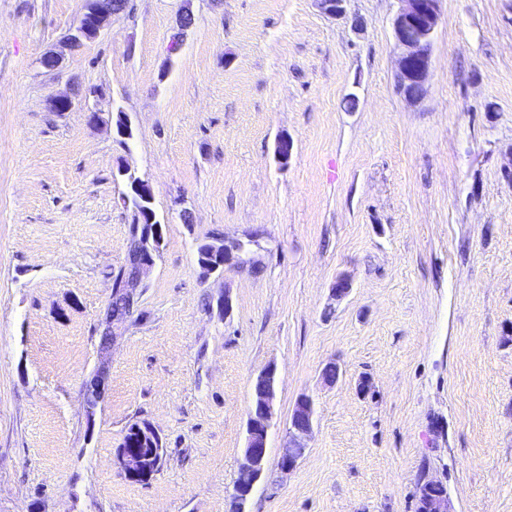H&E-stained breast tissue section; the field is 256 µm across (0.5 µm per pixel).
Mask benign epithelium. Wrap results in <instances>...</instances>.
I'll list each match as a JSON object with an SVG mask.
<instances>
[{
	"instance_id": "obj_1",
	"label": "benign epithelium",
	"mask_w": 512,
	"mask_h": 512,
	"mask_svg": "<svg viewBox=\"0 0 512 512\" xmlns=\"http://www.w3.org/2000/svg\"><path fill=\"white\" fill-rule=\"evenodd\" d=\"M399 7L392 19L393 51L397 59L396 88L409 102L420 100L426 91L431 77L432 45L435 31L440 22L441 0H398ZM118 16L112 0H86L83 14L69 29L67 42L70 49L78 51L86 43L95 39L107 29L111 20ZM125 208L132 211L134 219L130 225L129 239L131 250L128 263L136 273L122 283V288L111 289L110 298H120L122 307L114 310L107 305L101 318L100 345L102 352L108 351L115 340L116 329L127 322L134 314L140 289L144 287L147 274L153 269L159 257L158 247L160 227L144 222L140 208L130 201L129 194L121 196ZM260 235L253 234L247 240L219 239L214 250L223 254L226 261L206 265L202 274L209 276L223 273V267L239 266L246 263L245 256L252 248L260 247ZM109 377L108 365L100 364L86 383L85 403L88 413L97 407ZM266 388L262 396L261 408L249 413L247 422V445L242 449L238 470L242 478L249 480L245 485L236 482L231 496L239 502L240 512H245L255 485L268 464V433L275 419L274 401L276 398L277 374L268 366L255 379ZM314 403L310 398L300 399L289 418L288 446L279 460V468L284 473L293 471L307 449L306 440L312 433ZM119 467L128 477L147 473L154 463V457L139 450L117 452Z\"/></svg>"
}]
</instances>
